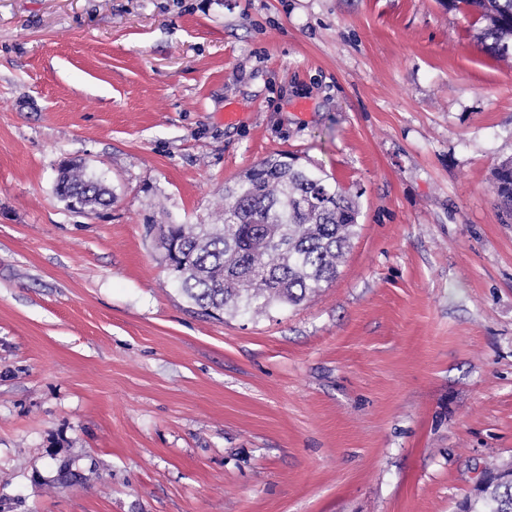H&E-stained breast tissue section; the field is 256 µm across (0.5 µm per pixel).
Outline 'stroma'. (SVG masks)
I'll list each match as a JSON object with an SVG mask.
<instances>
[{
	"label": "stroma",
	"mask_w": 512,
	"mask_h": 512,
	"mask_svg": "<svg viewBox=\"0 0 512 512\" xmlns=\"http://www.w3.org/2000/svg\"><path fill=\"white\" fill-rule=\"evenodd\" d=\"M480 26L445 0H0V512H457L512 460V61ZM283 152L356 195L358 234L304 303L206 316L147 227L214 223ZM64 161L111 206L71 211ZM494 193L497 197V207L511 219L512 217V158L503 161L494 174Z\"/></svg>",
	"instance_id": "35a3bbf8"
}]
</instances>
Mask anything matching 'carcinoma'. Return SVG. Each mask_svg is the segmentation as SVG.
<instances>
[{
  "label": "carcinoma",
  "instance_id": "cac0c4a2",
  "mask_svg": "<svg viewBox=\"0 0 512 512\" xmlns=\"http://www.w3.org/2000/svg\"><path fill=\"white\" fill-rule=\"evenodd\" d=\"M466 6L484 26L478 38L494 58L512 56V0H448ZM497 207L512 217V158L494 174ZM62 199L79 198L84 211L110 205L101 178L77 163L58 170ZM355 196L317 167L293 156H271L224 186L217 224H169L160 247L182 292L201 310L257 314L296 306L335 279L357 235ZM462 512H512V464L485 470Z\"/></svg>",
  "mask_w": 512,
  "mask_h": 512
}]
</instances>
